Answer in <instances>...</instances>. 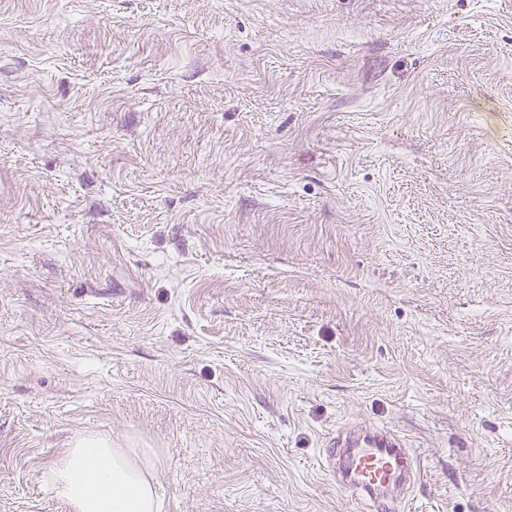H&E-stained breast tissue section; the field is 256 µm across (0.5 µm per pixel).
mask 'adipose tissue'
<instances>
[{"mask_svg": "<svg viewBox=\"0 0 512 512\" xmlns=\"http://www.w3.org/2000/svg\"><path fill=\"white\" fill-rule=\"evenodd\" d=\"M153 467L147 451L81 438L65 450L47 480L71 512H160Z\"/></svg>", "mask_w": 512, "mask_h": 512, "instance_id": "obj_1", "label": "adipose tissue"}]
</instances>
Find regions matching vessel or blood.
<instances>
[{
  "label": "vessel or blood",
  "mask_w": 512,
  "mask_h": 512,
  "mask_svg": "<svg viewBox=\"0 0 512 512\" xmlns=\"http://www.w3.org/2000/svg\"><path fill=\"white\" fill-rule=\"evenodd\" d=\"M326 460L337 487L367 505L369 512H394L395 488L421 472L416 454L399 438L378 430L334 437Z\"/></svg>",
  "instance_id": "b4317fda"
}]
</instances>
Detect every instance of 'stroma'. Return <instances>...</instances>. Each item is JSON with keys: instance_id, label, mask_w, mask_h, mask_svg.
<instances>
[{"instance_id": "35a3bbf8", "label": "stroma", "mask_w": 512, "mask_h": 512, "mask_svg": "<svg viewBox=\"0 0 512 512\" xmlns=\"http://www.w3.org/2000/svg\"><path fill=\"white\" fill-rule=\"evenodd\" d=\"M512 512V0H0V512L80 438L161 512ZM326 460L337 487L354 495L371 512L394 511L398 506L393 501L395 488L414 481L421 472L416 454L399 438L378 430L334 437Z\"/></svg>"}]
</instances>
